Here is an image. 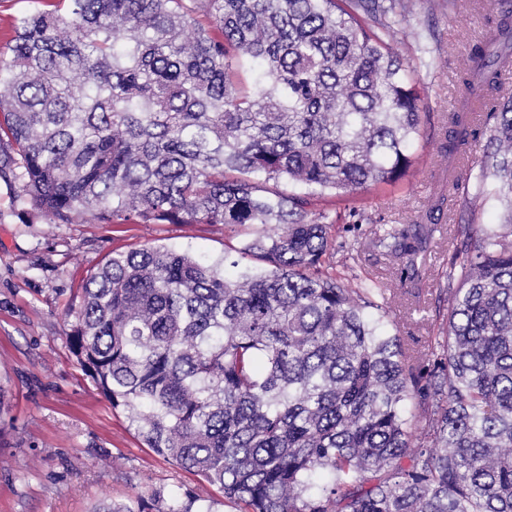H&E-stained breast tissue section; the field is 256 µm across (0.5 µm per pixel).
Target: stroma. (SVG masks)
Masks as SVG:
<instances>
[{
    "label": "stroma",
    "mask_w": 512,
    "mask_h": 512,
    "mask_svg": "<svg viewBox=\"0 0 512 512\" xmlns=\"http://www.w3.org/2000/svg\"><path fill=\"white\" fill-rule=\"evenodd\" d=\"M496 20L490 0H418L410 20L424 31L426 48L396 33L394 46L415 70L427 116L413 165L392 185H371L355 205L376 224H410L432 201L445 198L426 266L410 279L384 258H356L357 286L379 275L390 293L388 333L418 351L441 303L443 273L455 256L457 225L496 224L492 199L465 205L450 187L454 175L474 174L485 134L448 160L445 122L461 99L474 45L485 43ZM13 185L0 181V512H97L152 490L216 498V487L147 448L122 411L94 390L67 344V310L80 306L79 290L112 252L164 245L214 259L224 254L220 224L51 225L33 209L13 203ZM217 512H232L218 502Z\"/></svg>",
    "instance_id": "1"
}]
</instances>
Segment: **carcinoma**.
Listing matches in <instances>:
<instances>
[{
  "label": "carcinoma",
  "mask_w": 512,
  "mask_h": 512,
  "mask_svg": "<svg viewBox=\"0 0 512 512\" xmlns=\"http://www.w3.org/2000/svg\"><path fill=\"white\" fill-rule=\"evenodd\" d=\"M33 3L0 52L15 201L53 224H222L238 239L213 261L114 252L70 313V351L147 447L235 512H512V93L488 53L512 45V3L470 53L446 130L451 157L496 95L479 172L452 189L497 198L504 218L457 225L439 335L416 356L384 329L382 283L332 272L340 227L364 212L312 203L411 166L423 100L391 41L415 0ZM432 232L373 229L402 270ZM213 505L159 491L103 512Z\"/></svg>",
  "instance_id": "cac0c4a2"
}]
</instances>
